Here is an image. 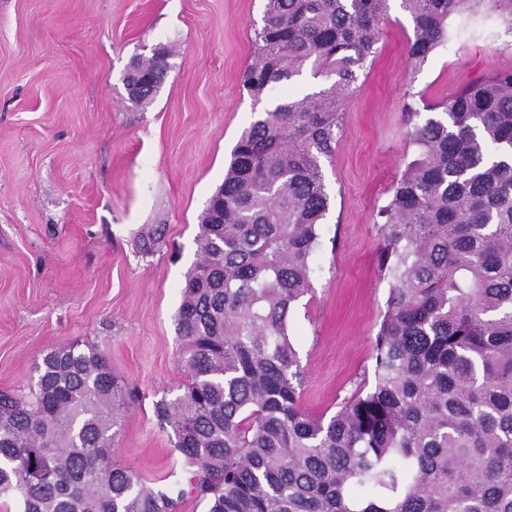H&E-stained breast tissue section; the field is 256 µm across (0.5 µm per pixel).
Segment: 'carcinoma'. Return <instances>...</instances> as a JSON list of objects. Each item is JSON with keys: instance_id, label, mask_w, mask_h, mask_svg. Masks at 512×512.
<instances>
[{"instance_id": "cac0c4a2", "label": "carcinoma", "mask_w": 512, "mask_h": 512, "mask_svg": "<svg viewBox=\"0 0 512 512\" xmlns=\"http://www.w3.org/2000/svg\"><path fill=\"white\" fill-rule=\"evenodd\" d=\"M388 0H266L241 78L258 100L308 71L330 85L261 113L200 216L176 314L183 394L154 403L182 458L148 486L112 458L122 388L74 345L35 367L28 401L0 392V499L22 512H512V72L435 105L378 212L389 285L374 383L330 418L301 405L290 334L330 207L323 159L376 53ZM467 0H402L412 68ZM169 65L136 58L139 104Z\"/></svg>"}]
</instances>
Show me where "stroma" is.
<instances>
[{"label": "stroma", "instance_id": "35a3bbf8", "mask_svg": "<svg viewBox=\"0 0 512 512\" xmlns=\"http://www.w3.org/2000/svg\"><path fill=\"white\" fill-rule=\"evenodd\" d=\"M264 5L0 0V391L30 397L48 352L97 348L137 393L118 412L113 458L153 486L180 464L154 403L183 392L175 315L199 216L260 112L320 85L306 73L258 101L242 91ZM413 38L402 0H388L323 162L330 209L291 319L314 416L373 380L389 293L377 213L414 156L408 111L433 117L472 81L512 71V24L489 0L450 15L447 41L416 70ZM159 47L164 83L134 105L123 76Z\"/></svg>", "mask_w": 512, "mask_h": 512}]
</instances>
